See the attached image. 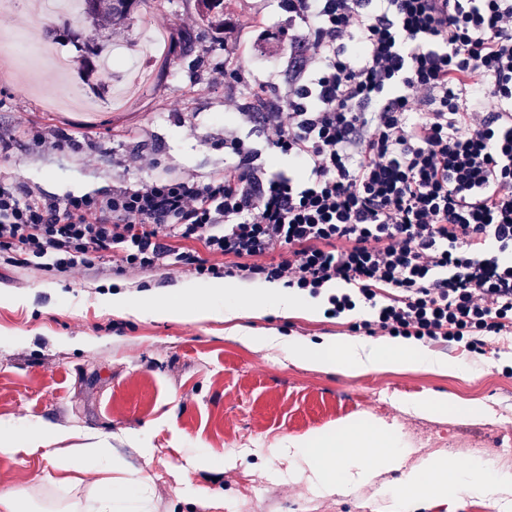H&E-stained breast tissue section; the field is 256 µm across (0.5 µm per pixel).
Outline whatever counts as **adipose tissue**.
I'll return each instance as SVG.
<instances>
[{"label":"adipose tissue","instance_id":"1","mask_svg":"<svg viewBox=\"0 0 512 512\" xmlns=\"http://www.w3.org/2000/svg\"><path fill=\"white\" fill-rule=\"evenodd\" d=\"M213 295L224 299V318L233 320L242 315V298H249L255 318L265 317L276 310L303 308L308 315L322 311L318 300H305L295 290L281 286H261L242 291L228 286L216 287ZM244 343L282 352L293 364L322 369L341 368L347 375L359 376L370 371H382L405 363L417 368L447 370L445 361L434 357L415 340L394 339L372 344L360 338L343 341L325 340L308 343L287 340L272 332H242ZM287 452L298 459L294 472L303 476L324 494L347 490L354 483L372 475L377 467L394 468L401 460L402 450L397 436L382 423L372 420L345 421L335 430L314 431L287 440ZM43 452L62 476L57 483L72 486L71 471L80 463L89 462L102 470L112 469L116 461L107 448H50L45 438L32 439L22 447L11 438L0 435V457L14 459ZM406 483L415 498L451 500L456 493L469 490L488 498L512 489V473L484 463H477L463 473H449L442 460H428L421 469L409 472Z\"/></svg>","mask_w":512,"mask_h":512}]
</instances>
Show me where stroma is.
<instances>
[{"label": "stroma", "instance_id": "35a3bbf8", "mask_svg": "<svg viewBox=\"0 0 512 512\" xmlns=\"http://www.w3.org/2000/svg\"><path fill=\"white\" fill-rule=\"evenodd\" d=\"M195 0H145L122 43L148 26L179 27ZM12 29L35 31L44 51L77 55L69 31L88 37L78 22L41 15L37 0H14ZM191 50L167 65L152 63V82L119 111L85 110L89 94L80 73L47 78L45 68L24 77L15 50L0 46V179L21 183L55 200L102 195L115 179L205 176L224 166V91L210 87L201 48L220 62L224 48L206 26L190 32ZM39 127L73 134L63 152L44 150ZM142 152L154 167L124 169L123 155ZM113 259L100 268L53 274L33 265L0 264V434L26 445L46 427L72 430L70 448L104 442L121 462L101 473H77L72 490L53 484L56 473L41 454L0 458V491L27 488L64 501L84 499L98 481L124 490L128 481L150 483L151 512H391L385 489L403 486L407 470L437 457L466 469L471 448L512 449V334L488 338L482 352L429 344V351L467 369V376L396 367L349 377L337 370L304 368L277 351L241 343L235 327L275 331L298 341L351 338L358 313L330 319L297 311L263 318L224 319L223 299L210 296L212 276L172 266L135 277L115 274ZM189 284L190 304L211 307L209 319L182 315L140 320L112 312L116 299L172 294ZM450 395L483 403L491 419L467 421L453 413L415 414L406 401ZM349 419H376L394 430L408 453L401 468L333 495L316 492L288 473L282 454L288 437L328 431ZM236 455L232 465L189 470L193 494L172 475L203 450Z\"/></svg>", "mask_w": 512, "mask_h": 512}]
</instances>
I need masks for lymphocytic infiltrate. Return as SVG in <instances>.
<instances>
[{
    "instance_id": "obj_1",
    "label": "lymphocytic infiltrate",
    "mask_w": 512,
    "mask_h": 512,
    "mask_svg": "<svg viewBox=\"0 0 512 512\" xmlns=\"http://www.w3.org/2000/svg\"><path fill=\"white\" fill-rule=\"evenodd\" d=\"M278 5L287 28L228 2L213 30L207 80L236 119L222 170L62 201L0 185V253L277 282L330 317L365 308L353 331L481 350L512 328V0Z\"/></svg>"
}]
</instances>
